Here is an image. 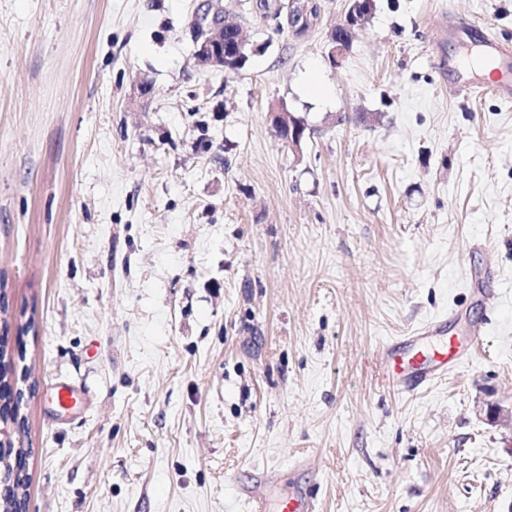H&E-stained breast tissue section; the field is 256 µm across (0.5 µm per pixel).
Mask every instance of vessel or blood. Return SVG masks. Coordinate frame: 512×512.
<instances>
[{
	"mask_svg": "<svg viewBox=\"0 0 512 512\" xmlns=\"http://www.w3.org/2000/svg\"><path fill=\"white\" fill-rule=\"evenodd\" d=\"M464 49L463 55L449 59V71L459 74L479 64L491 66L497 80L490 84V91L501 102L511 104L512 42L484 34L466 42ZM470 355V349L449 335L447 319L438 318L384 346L383 377L394 393L410 394L447 375ZM277 512H318V507L311 493L296 489L279 502Z\"/></svg>",
	"mask_w": 512,
	"mask_h": 512,
	"instance_id": "vessel-or-blood-1",
	"label": "vessel or blood"
}]
</instances>
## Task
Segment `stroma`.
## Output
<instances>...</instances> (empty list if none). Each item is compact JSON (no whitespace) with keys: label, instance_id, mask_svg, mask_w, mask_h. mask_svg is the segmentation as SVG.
I'll return each mask as SVG.
<instances>
[{"label":"stroma","instance_id":"obj_1","mask_svg":"<svg viewBox=\"0 0 512 512\" xmlns=\"http://www.w3.org/2000/svg\"><path fill=\"white\" fill-rule=\"evenodd\" d=\"M205 3L241 69L198 61ZM316 3L298 36L256 0H0L29 512H248L263 472L318 512H512V427L483 413L512 407V105L453 93L433 21L512 40V0H374L336 60L351 2ZM442 315L475 352L394 394L383 345ZM273 118L274 126L286 132L282 139L288 143V147L298 148L303 140L301 133V125H304L303 122L294 116L292 112H286L282 108L274 112Z\"/></svg>","mask_w":512,"mask_h":512}]
</instances>
